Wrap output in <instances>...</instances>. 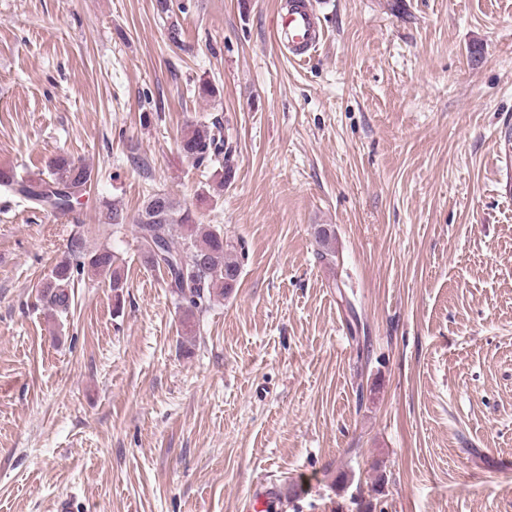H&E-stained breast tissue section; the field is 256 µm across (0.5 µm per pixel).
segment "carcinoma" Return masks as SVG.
<instances>
[{
  "label": "carcinoma",
  "mask_w": 512,
  "mask_h": 512,
  "mask_svg": "<svg viewBox=\"0 0 512 512\" xmlns=\"http://www.w3.org/2000/svg\"><path fill=\"white\" fill-rule=\"evenodd\" d=\"M224 128L219 122L190 124L183 131L179 148L197 166H215L218 191L234 177L231 153L224 149ZM94 180L92 167L67 158H56L38 177H22L10 169H0V186L42 208L67 214L80 204V198ZM135 225L146 265L162 270L169 288L182 310V327L195 331V313L218 302L235 287L240 265L235 246L224 239V231L211 224H198L192 211L176 203L170 194L150 195L138 214ZM109 280L115 300H120L124 282L109 250L86 252L75 239L70 256L58 262L43 283L54 307L66 313L70 307L68 286L72 274L70 258Z\"/></svg>",
  "instance_id": "cac0c4a2"
}]
</instances>
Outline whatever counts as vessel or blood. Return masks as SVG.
Masks as SVG:
<instances>
[{
  "instance_id": "vessel-or-blood-1",
  "label": "vessel or blood",
  "mask_w": 512,
  "mask_h": 512,
  "mask_svg": "<svg viewBox=\"0 0 512 512\" xmlns=\"http://www.w3.org/2000/svg\"><path fill=\"white\" fill-rule=\"evenodd\" d=\"M276 35L292 59H309L323 38L315 0H290Z\"/></svg>"
}]
</instances>
